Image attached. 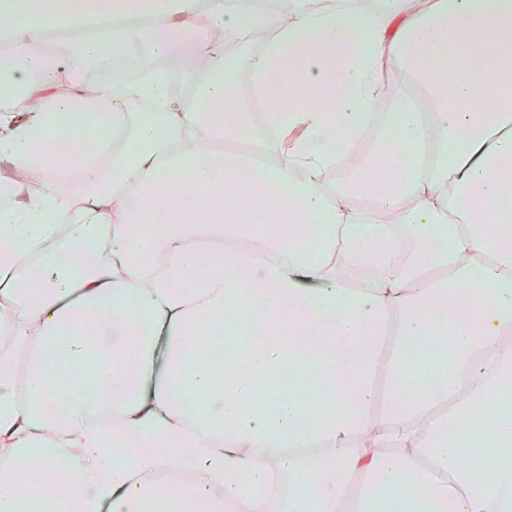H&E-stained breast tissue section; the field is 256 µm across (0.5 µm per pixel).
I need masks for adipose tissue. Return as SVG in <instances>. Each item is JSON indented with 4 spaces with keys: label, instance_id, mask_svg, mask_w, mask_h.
<instances>
[{
    "label": "adipose tissue",
    "instance_id": "ef3b65f1",
    "mask_svg": "<svg viewBox=\"0 0 512 512\" xmlns=\"http://www.w3.org/2000/svg\"><path fill=\"white\" fill-rule=\"evenodd\" d=\"M202 14L228 37L272 36L229 57ZM0 15L19 20L0 74L25 91L0 101V143L28 172L0 181V512H144L162 485L208 512H306L302 477L316 512H512V467H471L512 457V0H331L287 22L254 0H0ZM139 32L175 65L208 53L191 98L174 103L158 74L115 95ZM107 45L109 80L85 87ZM358 130L407 147L397 181L367 159L336 178ZM90 134L112 142L109 162L85 159L58 186L60 138ZM251 166L270 192L241 183ZM178 169L192 186L175 193ZM384 216L414 250L348 287ZM203 252L222 264L198 278ZM87 310L102 315L89 334L75 322ZM198 316L261 336L247 377L189 361ZM85 362L92 391L52 417L53 389ZM285 369L327 389L318 421L276 395ZM60 459L66 479L47 490L35 470Z\"/></svg>",
    "mask_w": 512,
    "mask_h": 512
}]
</instances>
